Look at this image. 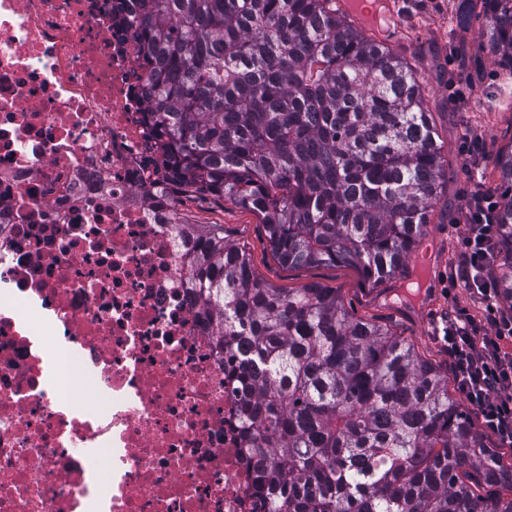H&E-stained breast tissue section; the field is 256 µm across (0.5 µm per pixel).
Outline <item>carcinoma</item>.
<instances>
[{
	"mask_svg": "<svg viewBox=\"0 0 512 512\" xmlns=\"http://www.w3.org/2000/svg\"><path fill=\"white\" fill-rule=\"evenodd\" d=\"M486 47L512 76V0H483ZM144 88L180 192L261 217L288 266L401 276L447 170L416 72L336 0H143ZM500 174L499 294L512 310V143ZM188 278L247 395L267 512H512V463L448 377L334 288H277L222 224H179Z\"/></svg>",
	"mask_w": 512,
	"mask_h": 512,
	"instance_id": "carcinoma-1",
	"label": "carcinoma"
}]
</instances>
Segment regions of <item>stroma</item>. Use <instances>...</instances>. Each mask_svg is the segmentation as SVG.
<instances>
[{
    "label": "stroma",
    "mask_w": 512,
    "mask_h": 512,
    "mask_svg": "<svg viewBox=\"0 0 512 512\" xmlns=\"http://www.w3.org/2000/svg\"><path fill=\"white\" fill-rule=\"evenodd\" d=\"M387 8L397 30L391 45L417 71L448 161V184L428 234L408 257L410 277L371 286L348 266L289 268L270 254L257 215L210 199L184 207L198 223L222 224L267 283L338 289L354 317L388 327L449 374L453 366L441 341L447 317L460 310L480 322L488 316L485 302L464 286H451L449 274L457 263L468 199L478 191L494 192L499 183L493 157L512 142V76L496 55L478 53L484 24L469 13L466 0H387ZM476 140L483 145L477 156L471 153ZM474 163L479 166L475 172L470 169Z\"/></svg>",
    "instance_id": "stroma-1"
}]
</instances>
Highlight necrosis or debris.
Returning <instances> with one entry per match:
<instances>
[{
  "label": "necrosis or debris",
  "instance_id": "4bbe7bcc",
  "mask_svg": "<svg viewBox=\"0 0 512 512\" xmlns=\"http://www.w3.org/2000/svg\"><path fill=\"white\" fill-rule=\"evenodd\" d=\"M140 0H0V512H264L191 290Z\"/></svg>",
  "mask_w": 512,
  "mask_h": 512
}]
</instances>
